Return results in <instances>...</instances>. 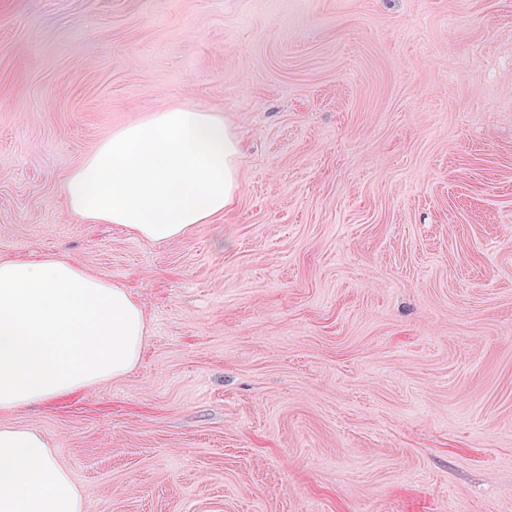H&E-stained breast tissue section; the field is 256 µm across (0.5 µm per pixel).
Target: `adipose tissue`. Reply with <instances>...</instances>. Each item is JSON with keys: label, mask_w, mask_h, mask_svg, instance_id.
I'll use <instances>...</instances> for the list:
<instances>
[{"label": "adipose tissue", "mask_w": 512, "mask_h": 512, "mask_svg": "<svg viewBox=\"0 0 512 512\" xmlns=\"http://www.w3.org/2000/svg\"><path fill=\"white\" fill-rule=\"evenodd\" d=\"M242 140L213 111L175 107L113 133L66 178L67 209L163 243L230 210ZM130 289L58 255L0 261V414L126 375L145 343ZM83 495L39 433L0 425V512H83Z\"/></svg>", "instance_id": "obj_1"}]
</instances>
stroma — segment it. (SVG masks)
<instances>
[{
    "label": "stroma",
    "mask_w": 512,
    "mask_h": 512,
    "mask_svg": "<svg viewBox=\"0 0 512 512\" xmlns=\"http://www.w3.org/2000/svg\"><path fill=\"white\" fill-rule=\"evenodd\" d=\"M242 138L229 213L67 210L132 119ZM140 297L128 375L5 416L84 512H512V0H0V261Z\"/></svg>",
    "instance_id": "stroma-1"
}]
</instances>
